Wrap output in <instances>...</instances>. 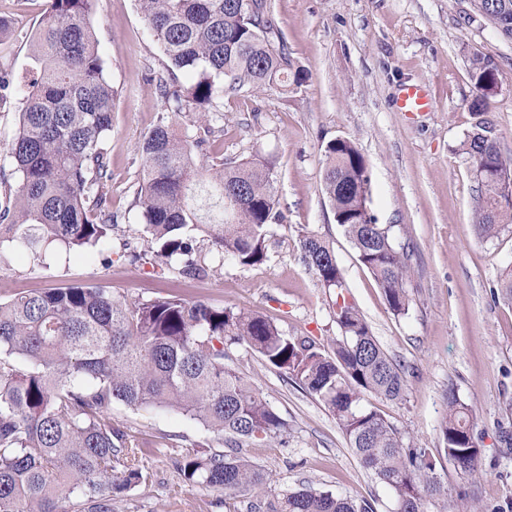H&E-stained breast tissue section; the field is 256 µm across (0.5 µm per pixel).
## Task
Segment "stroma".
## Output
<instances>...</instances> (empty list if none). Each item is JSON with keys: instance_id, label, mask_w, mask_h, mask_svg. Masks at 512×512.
<instances>
[{"instance_id": "obj_1", "label": "stroma", "mask_w": 512, "mask_h": 512, "mask_svg": "<svg viewBox=\"0 0 512 512\" xmlns=\"http://www.w3.org/2000/svg\"><path fill=\"white\" fill-rule=\"evenodd\" d=\"M268 7L307 80L286 92L267 87L225 98L223 127L212 146L225 160L258 154L271 166L284 219L268 228L267 262L243 267L209 250L210 275L184 279L131 261V252L155 248L140 227L139 145L164 111L157 78L166 58L137 0H90L105 75L117 92L107 201L118 224L107 255L61 252L44 266L18 256L0 266V300L101 281L130 301L170 294L254 311L285 333L326 344L340 334L336 299L344 297L405 372L404 399L375 402L405 440L439 447L448 390H456L470 410L481 473L470 477L438 459L448 500L429 504L427 512H459L469 497L482 512H512V444L503 439L512 435V299L497 288L512 267V228L497 239L478 240L475 183L457 151L473 122L468 58L479 51L503 76L490 107L499 148L512 157V39L470 19L469 0H268ZM44 14L45 0H0V18L8 24L0 34V75L10 81L0 90V184L19 182L7 148L18 128L21 90L37 68L32 39ZM406 84L426 87L434 111H399L396 96ZM340 137L351 140L369 165L377 222L393 225L413 246L406 315L389 309L324 192L325 146ZM309 234L333 248L342 292L323 287L302 262L299 241ZM231 357L289 425L287 445L243 450L269 474L268 494L308 485L369 501L374 512H393L391 491L360 465L323 403L258 355L239 348ZM112 422L142 443L151 475L146 486L116 502L115 512H247L250 495L191 487L177 473L181 448H223L196 422L173 411L120 404L112 408Z\"/></svg>"}]
</instances>
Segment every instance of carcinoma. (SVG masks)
Here are the masks:
<instances>
[{"label": "carcinoma", "mask_w": 512, "mask_h": 512, "mask_svg": "<svg viewBox=\"0 0 512 512\" xmlns=\"http://www.w3.org/2000/svg\"><path fill=\"white\" fill-rule=\"evenodd\" d=\"M166 59L159 78L165 102L139 146L142 232L159 245L165 267L189 279L211 268L197 246L244 267L268 260V226L280 221L271 173L255 155L239 162L204 156L215 138L224 96L305 81L267 0H138ZM474 16L512 38V0H469ZM89 0H46L33 42L36 75L24 91L20 124L8 154L20 181L14 203L0 207V264L15 251L45 263L56 251L102 252L117 216L103 208L112 180L107 138L117 92L107 81ZM192 76L189 83L178 74ZM472 129L461 144L470 165L512 174L502 155L490 98L502 84L495 61L470 59ZM323 185L360 263L393 314L408 312L413 246L392 226L361 211L370 175L355 144L325 146ZM475 229L481 240L512 224V202L498 184L476 183ZM303 263L326 288H344L332 248L308 235ZM342 338L327 352L311 336H290L263 315L202 300L160 296L129 302L102 284L22 291L0 302V512H112L115 500L147 483L138 440L112 424V406L176 411L225 439L229 452L185 448L175 466L191 487L226 495L263 486V469L238 446L286 445L287 423L260 390L224 363L229 350L259 354L321 400L336 417L366 470L394 495L399 512H426L448 497L435 454L462 473L478 470L479 445L467 406L448 389L441 447L415 448L375 408L369 394L400 401L406 379L350 304L337 308ZM252 512H374L370 502L309 486L259 498Z\"/></svg>", "instance_id": "carcinoma-1"}]
</instances>
